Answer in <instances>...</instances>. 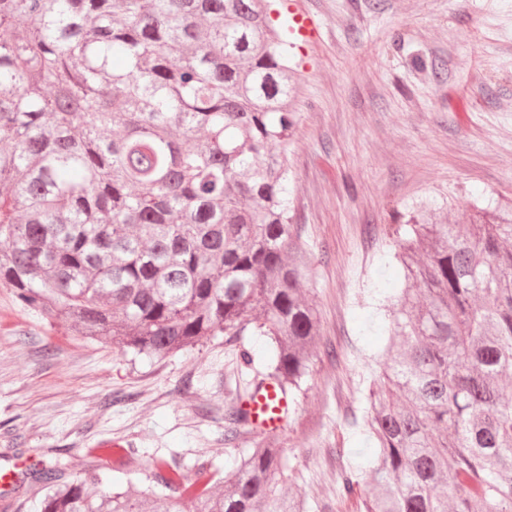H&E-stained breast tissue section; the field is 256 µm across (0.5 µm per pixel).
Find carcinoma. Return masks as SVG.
I'll return each mask as SVG.
<instances>
[{
  "label": "carcinoma",
  "instance_id": "cac0c4a2",
  "mask_svg": "<svg viewBox=\"0 0 512 512\" xmlns=\"http://www.w3.org/2000/svg\"><path fill=\"white\" fill-rule=\"evenodd\" d=\"M264 0H0V283L24 308L135 355L268 339L253 386L294 399L320 334L288 198L297 91ZM401 296L369 390L366 448H338L356 512H512V207L396 229ZM225 437L249 433L224 408ZM94 448L32 471L36 512H308L265 436L226 492ZM374 487L361 494L363 474Z\"/></svg>",
  "mask_w": 512,
  "mask_h": 512
}]
</instances>
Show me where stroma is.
<instances>
[{"mask_svg":"<svg viewBox=\"0 0 512 512\" xmlns=\"http://www.w3.org/2000/svg\"><path fill=\"white\" fill-rule=\"evenodd\" d=\"M321 25L322 41L293 49L299 117L288 186L307 251L303 294L321 341L287 423V493L310 512H352L336 494L337 444L365 447L376 329L401 288L395 212L452 224L512 204V0H275ZM214 336L175 354L136 356L21 307L0 284V468L88 466L89 448L127 439L121 476L146 482L162 457L194 474L229 472L253 437L224 441V407L245 395L236 347Z\"/></svg>","mask_w":512,"mask_h":512,"instance_id":"1","label":"stroma"}]
</instances>
